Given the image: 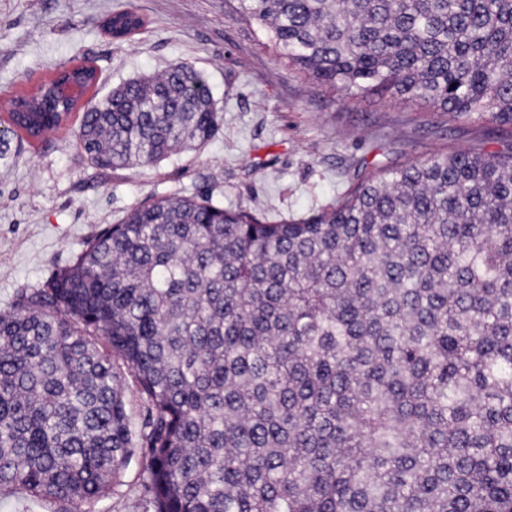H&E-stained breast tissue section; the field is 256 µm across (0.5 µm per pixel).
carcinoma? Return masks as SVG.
I'll list each match as a JSON object with an SVG mask.
<instances>
[{
  "label": "carcinoma",
  "instance_id": "1",
  "mask_svg": "<svg viewBox=\"0 0 512 512\" xmlns=\"http://www.w3.org/2000/svg\"><path fill=\"white\" fill-rule=\"evenodd\" d=\"M317 84L512 127V0H237ZM145 19L120 6L118 43ZM96 69L20 94L28 137L82 111L104 169L205 145L178 63L80 105ZM147 404L126 413L116 362ZM145 459L148 512H512V147L375 164L327 211L270 221L155 198L0 312V496L81 512Z\"/></svg>",
  "mask_w": 512,
  "mask_h": 512
}]
</instances>
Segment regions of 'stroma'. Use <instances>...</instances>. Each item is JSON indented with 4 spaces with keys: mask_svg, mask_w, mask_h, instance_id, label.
Here are the masks:
<instances>
[{
    "mask_svg": "<svg viewBox=\"0 0 512 512\" xmlns=\"http://www.w3.org/2000/svg\"><path fill=\"white\" fill-rule=\"evenodd\" d=\"M123 3L146 25L118 45L104 22ZM84 61L97 68L103 94L137 75L192 65L224 120L201 149L130 170L89 163L77 112L42 141L0 133V311L153 196L206 193L227 208L298 219L333 205L375 162L512 143L507 127L312 83L239 16L235 0H0V97L34 90L57 67ZM142 468L134 455L83 512H145Z\"/></svg>",
    "mask_w": 512,
    "mask_h": 512,
    "instance_id": "obj_1",
    "label": "stroma"
}]
</instances>
